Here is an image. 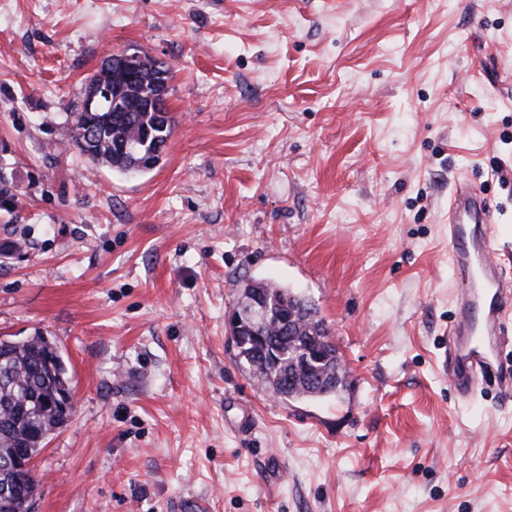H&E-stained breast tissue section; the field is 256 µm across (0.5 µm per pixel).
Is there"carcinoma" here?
<instances>
[{"label":"carcinoma","instance_id":"cac0c4a2","mask_svg":"<svg viewBox=\"0 0 512 512\" xmlns=\"http://www.w3.org/2000/svg\"><path fill=\"white\" fill-rule=\"evenodd\" d=\"M105 66L106 83L111 86V92L120 94L124 108L116 111L109 99L95 112L85 111L83 101L73 105L67 113L71 130L68 147L119 173L144 172L149 161L161 160L154 152L170 138L175 127L174 116L169 111L142 109L144 96L153 92L155 72L142 71L133 82L129 79L128 64L123 60L111 57ZM246 287L260 290L268 299L273 310L269 317V336L288 350V360L300 355L307 339L317 338L330 350H336L316 305L309 298L261 280H251ZM289 312L295 314L291 337L281 333L277 324V315ZM236 357L248 365L258 383L281 399L304 401L329 395L327 391L310 388L304 375L298 376L288 392L281 393L280 388L288 385L287 368L255 365L254 346L249 342L237 347ZM63 363L54 343L40 337L13 346L9 360L0 361V512H29L35 505L39 483L33 474L24 480L27 500L3 498L5 484L17 479L15 474L4 473L5 455L12 448H44L48 437L70 421L71 413L46 407L48 400L65 390L67 374L59 369Z\"/></svg>","mask_w":512,"mask_h":512}]
</instances>
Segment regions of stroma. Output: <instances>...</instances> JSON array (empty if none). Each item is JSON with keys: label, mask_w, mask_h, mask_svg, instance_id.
Masks as SVG:
<instances>
[{"label": "stroma", "mask_w": 512, "mask_h": 512, "mask_svg": "<svg viewBox=\"0 0 512 512\" xmlns=\"http://www.w3.org/2000/svg\"><path fill=\"white\" fill-rule=\"evenodd\" d=\"M116 52L172 68L143 173L67 149ZM0 178V336L56 343L74 395L35 512H512V393L455 398L447 352L458 182L512 257V0H0ZM251 279L317 305L335 394L237 361Z\"/></svg>", "instance_id": "35a3bbf8"}]
</instances>
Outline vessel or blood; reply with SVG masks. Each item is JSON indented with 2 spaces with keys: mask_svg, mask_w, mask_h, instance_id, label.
Returning a JSON list of instances; mask_svg holds the SVG:
<instances>
[{
  "mask_svg": "<svg viewBox=\"0 0 512 512\" xmlns=\"http://www.w3.org/2000/svg\"><path fill=\"white\" fill-rule=\"evenodd\" d=\"M492 210L467 183H459L448 204V247L460 281L455 299L459 321L448 335V376L463 397L495 377L512 389V373L495 362L506 321L512 320V280L491 243Z\"/></svg>",
  "mask_w": 512,
  "mask_h": 512,
  "instance_id": "b4317fda",
  "label": "vessel or blood"
}]
</instances>
